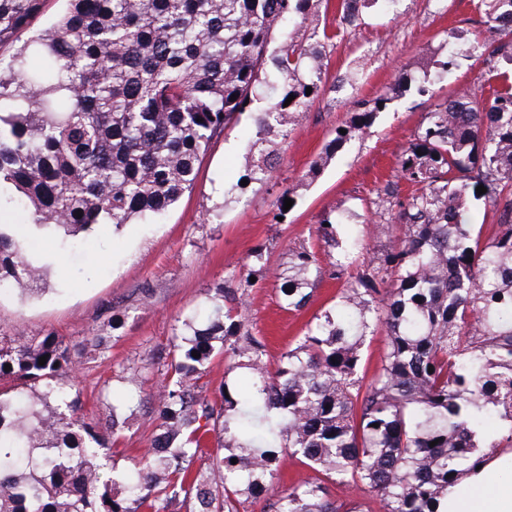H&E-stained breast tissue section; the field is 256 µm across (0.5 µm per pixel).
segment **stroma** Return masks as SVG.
<instances>
[{"instance_id":"1","label":"stroma","mask_w":512,"mask_h":512,"mask_svg":"<svg viewBox=\"0 0 512 512\" xmlns=\"http://www.w3.org/2000/svg\"><path fill=\"white\" fill-rule=\"evenodd\" d=\"M475 3L394 0L387 7L378 2L364 9L354 27L341 21L338 0H329L320 13L334 34L325 48V91L282 142L271 182L251 186L238 198H224L250 147L253 117L244 113L211 141L193 190L162 223L106 225L83 236L77 253L69 241H42L48 267L44 292L27 300L15 292L0 294V334H54L74 342L96 332L110 337L105 355L85 362L67 385L79 391L81 411L88 418L106 414L97 401L102 386H110L113 400L139 399L140 421L122 431L112 447L116 470L128 468L157 432L152 394L166 371L161 350L178 320L202 307L209 289L231 272L252 270L255 250H262L267 264L247 291L244 315L253 333L266 340L270 364H277L281 352L303 336L316 316L335 306L346 278L325 279L308 306L296 312L281 308L272 272L302 246L328 264L331 247L319 229L322 220L330 214L370 218L376 181L392 174L397 155L426 112L454 90L500 85L498 74L474 50L490 40ZM450 30L464 56L443 80L439 64L448 52L444 39ZM351 73L355 83L339 85V78ZM401 77L408 81L406 90L377 114L369 133L314 168L336 127L349 120L353 101L373 99ZM420 85L428 87L427 95L417 93ZM283 194L293 205L279 224L273 211ZM214 210L222 213L220 223L209 219ZM111 317L116 320L112 328L107 325Z\"/></svg>"}]
</instances>
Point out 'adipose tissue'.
Returning <instances> with one entry per match:
<instances>
[{
  "label": "adipose tissue",
  "instance_id": "obj_1",
  "mask_svg": "<svg viewBox=\"0 0 512 512\" xmlns=\"http://www.w3.org/2000/svg\"><path fill=\"white\" fill-rule=\"evenodd\" d=\"M447 512H512V453L467 472L448 489Z\"/></svg>",
  "mask_w": 512,
  "mask_h": 512
}]
</instances>
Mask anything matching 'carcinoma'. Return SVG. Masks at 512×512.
<instances>
[{
    "label": "carcinoma",
    "mask_w": 512,
    "mask_h": 512,
    "mask_svg": "<svg viewBox=\"0 0 512 512\" xmlns=\"http://www.w3.org/2000/svg\"><path fill=\"white\" fill-rule=\"evenodd\" d=\"M44 2L0 0V46ZM67 2L0 54V211L21 208L33 223L28 241L0 230V291L40 289L44 266L26 255L36 238L165 214L193 189L211 140L253 105L240 179L266 184L280 160L272 137L286 138L324 92L321 0ZM377 2L337 9L353 25ZM478 10L500 36L485 65L512 63V0H478ZM276 30L282 46L271 52ZM403 86L354 102L328 154L368 133ZM396 171L376 189L381 221L334 243L329 268L301 247L276 274L281 306L298 311L324 277L357 261L363 238L404 226L380 266L347 282L275 368L241 312L249 278L229 277L181 320L155 396L158 433L118 479L107 475L110 439L138 406L117 407L101 389L103 434L63 383L110 337L0 336V512H240L260 499L267 512H372L375 502L380 512H444L454 477L512 450V81L435 104ZM379 328L385 348L366 382L361 353ZM226 355L253 375L244 395L207 380ZM212 433L224 453L196 468ZM288 456L313 476L279 490ZM331 484L364 498L338 503Z\"/></svg>",
    "instance_id": "carcinoma-1"
}]
</instances>
